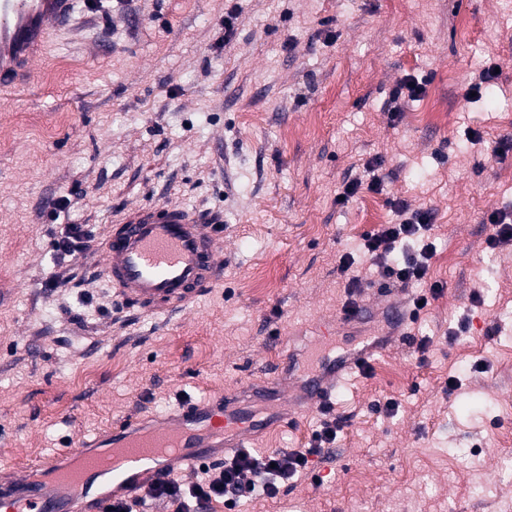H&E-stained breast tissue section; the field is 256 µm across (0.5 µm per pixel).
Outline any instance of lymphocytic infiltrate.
<instances>
[{"label":"lymphocytic infiltrate","mask_w":512,"mask_h":512,"mask_svg":"<svg viewBox=\"0 0 512 512\" xmlns=\"http://www.w3.org/2000/svg\"><path fill=\"white\" fill-rule=\"evenodd\" d=\"M393 207L399 223L384 224L367 232L363 237L364 251L385 283L406 285L425 280L432 257L430 247L399 259L394 258L393 252L399 241L430 236L434 214L428 209H410L401 199L394 200ZM320 414V425L304 447L271 451L247 448L222 463L202 465L203 476L195 482L157 480L124 500L105 504L102 512H145L156 504L165 505L172 512H200L213 503L224 504L228 512H234L245 495L277 497L296 475L310 472L314 458L334 444L342 430L344 420L336 415L332 405H323Z\"/></svg>","instance_id":"1"}]
</instances>
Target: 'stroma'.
Listing matches in <instances>:
<instances>
[{
  "instance_id": "1",
  "label": "stroma",
  "mask_w": 512,
  "mask_h": 512,
  "mask_svg": "<svg viewBox=\"0 0 512 512\" xmlns=\"http://www.w3.org/2000/svg\"><path fill=\"white\" fill-rule=\"evenodd\" d=\"M238 11L224 38V13ZM116 0L77 5L29 87L0 91V477L109 423L266 380L273 362L334 337L385 334L363 235L397 223L392 200L432 210L428 283L443 292L370 375L336 385L346 423L313 475L237 512H512V6L507 0ZM502 74L466 100L489 62ZM425 90L389 109L405 76ZM441 123L422 120L431 106ZM380 164V190L366 165ZM358 193L337 196L351 181ZM79 187L63 212L46 206ZM185 205L221 221L224 281L183 315L114 305L102 241L132 207ZM87 255L52 260L59 225ZM363 324L341 323L348 276ZM67 287L49 290L50 275ZM480 300H472L473 291ZM497 335H488L489 327ZM426 343L418 352L417 340ZM461 383L446 392L448 379ZM395 398L388 416L375 401ZM317 411L258 450L299 448ZM321 485H314L313 476ZM507 214L493 213L489 216L488 221L492 224V233L489 235L487 242L491 248L502 245L512 244V225L505 222Z\"/></svg>"
}]
</instances>
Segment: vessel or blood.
Wrapping results in <instances>:
<instances>
[{"mask_svg": "<svg viewBox=\"0 0 512 512\" xmlns=\"http://www.w3.org/2000/svg\"><path fill=\"white\" fill-rule=\"evenodd\" d=\"M75 0H0V90L30 85L33 64L68 24ZM103 274L122 305L146 314L189 311L224 280L223 242L213 223L159 202L128 210L102 245ZM371 342L312 368L273 367L270 385L181 400L146 418H126L80 437L0 481V512H101L151 480L187 473L254 447L271 430L332 400L338 381L384 351Z\"/></svg>", "mask_w": 512, "mask_h": 512, "instance_id": "b4317fda", "label": "vessel or blood"}]
</instances>
